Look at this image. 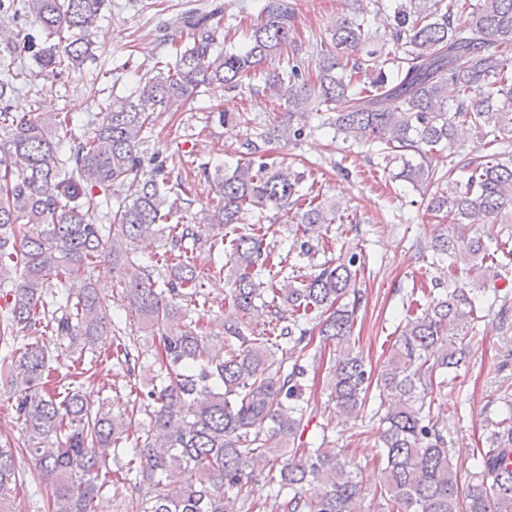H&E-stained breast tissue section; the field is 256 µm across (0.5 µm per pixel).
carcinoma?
I'll return each mask as SVG.
<instances>
[{"label":"carcinoma","instance_id":"obj_1","mask_svg":"<svg viewBox=\"0 0 512 512\" xmlns=\"http://www.w3.org/2000/svg\"><path fill=\"white\" fill-rule=\"evenodd\" d=\"M107 0H0V17L24 16L38 26L42 44L34 52L38 68L58 78L93 55L89 32ZM295 8L287 0H265L247 44L225 45L221 25L210 16L189 12L181 18L188 43L176 47L174 64L134 73L127 96L104 113L94 135L80 138L73 118L44 112H14L8 93L21 71L0 58V360L20 422L22 446L0 448V512H14L20 472L16 455L29 457L53 482L54 512H91L105 488L98 483L105 461L96 448L114 452L130 437L132 425L91 405L78 379L94 381L92 366L72 381L49 387L50 358L37 343L11 344L20 331L46 324L55 335L84 350L111 325L102 308L92 273L102 260L121 275L125 297L139 322L112 342L114 358L134 373L131 353L139 333L157 339L160 368L148 399L150 425L134 440L139 466L129 482L138 496L130 512H259L263 505L239 497L242 487L263 477L269 497L283 512H364V488L358 470L343 449L303 448L305 359L315 331L336 346L328 380L336 411L351 416L378 402L384 448L378 498L387 512H512V414L495 423L486 438L480 471L468 486L458 478L448 441L433 422L434 389L450 383L447 373L464 363L463 344L479 321L477 292L488 273L512 263V232L487 236L472 229L512 223V0H397L392 48H369V21L361 10L342 15L324 29L333 51L320 57L315 78L295 58L288 67L274 61L288 44ZM260 73L264 89L286 98L282 124L242 143L247 160L231 171L217 165L208 177L207 221L226 229L245 207L285 209L300 196L304 175L288 171L263 145L275 136L301 137L317 127L335 130L342 142L380 146L384 160L401 162L396 177L418 187L445 182L430 210L459 224L456 240L440 235L429 250L448 262V275L464 277L434 298L421 313L410 314L399 329L387 362L368 371L349 344L356 305L360 257L328 260L319 271L288 287L271 286L291 308L288 324L275 317L268 331L246 336L238 322L224 323V336L239 342L217 346L189 323L175 322L171 300L192 289L204 276L190 261V248L209 242L229 246L236 276L230 297L243 314L255 310L261 295L260 272L274 266L275 246L267 230L253 229L225 240H206L189 224H170L178 213L171 198L169 172L157 165L137 179V147L158 112H176L199 87L228 90L242 78ZM456 89L453 104L447 85ZM340 100L348 107L330 114ZM486 129L485 137L503 151L480 156L444 170L436 157L463 146L465 130ZM134 190V200L123 195ZM104 198L110 212L95 219L78 199L86 193ZM340 207L326 198L299 207L296 217L315 233L336 220ZM167 235L170 249L158 256L169 270L165 289L151 282L136 255L135 241ZM353 296L352 304L344 299ZM276 334L289 344L270 343Z\"/></svg>","mask_w":512,"mask_h":512}]
</instances>
